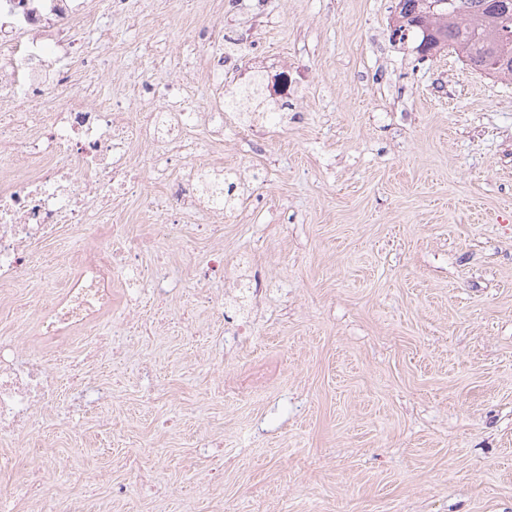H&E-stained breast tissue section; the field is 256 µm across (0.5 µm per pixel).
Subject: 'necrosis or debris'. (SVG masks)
<instances>
[{
	"label": "necrosis or debris",
	"instance_id": "necrosis-or-debris-1",
	"mask_svg": "<svg viewBox=\"0 0 512 512\" xmlns=\"http://www.w3.org/2000/svg\"><path fill=\"white\" fill-rule=\"evenodd\" d=\"M118 0H98L97 13L82 0H0V159L11 160L0 179V288H19L34 260V245L57 238L62 225L85 237L71 260L62 293L37 301L16 336H0V439L32 436L33 415L52 400L58 377L40 353H23L25 338H57L96 329L112 310V271L125 257L127 237L112 224V200L151 180L156 166L130 167L139 136L190 149L188 135L201 111H120L100 97L95 61L72 36L73 21L94 27ZM82 57L86 75L65 60ZM77 83L76 96L51 112L32 108L34 91Z\"/></svg>",
	"mask_w": 512,
	"mask_h": 512
}]
</instances>
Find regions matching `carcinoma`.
I'll return each mask as SVG.
<instances>
[{
	"mask_svg": "<svg viewBox=\"0 0 512 512\" xmlns=\"http://www.w3.org/2000/svg\"><path fill=\"white\" fill-rule=\"evenodd\" d=\"M426 0H398L391 38H420L424 54L451 48L471 67L512 79V0H446L432 9Z\"/></svg>",
	"mask_w": 512,
	"mask_h": 512,
	"instance_id": "cac0c4a2",
	"label": "carcinoma"
}]
</instances>
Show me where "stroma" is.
Here are the masks:
<instances>
[{"instance_id": "35a3bbf8", "label": "stroma", "mask_w": 512, "mask_h": 512, "mask_svg": "<svg viewBox=\"0 0 512 512\" xmlns=\"http://www.w3.org/2000/svg\"><path fill=\"white\" fill-rule=\"evenodd\" d=\"M397 0H127L101 15L99 80L129 110L147 86L189 103L243 83L295 87L272 102L250 152L235 126L194 130L193 153L143 137L131 158L159 177L113 198L145 274L113 278L108 319L131 331L74 337L107 389L98 412L69 392L40 410L44 491L59 512H512V81L454 51L390 38ZM237 38L221 61L209 29ZM224 164L234 200L171 214L168 183ZM82 236L37 245L26 294L0 303V336L45 285H65ZM223 273L197 288L212 253ZM232 346L223 301H245ZM0 442V512H39L30 476Z\"/></svg>"}]
</instances>
